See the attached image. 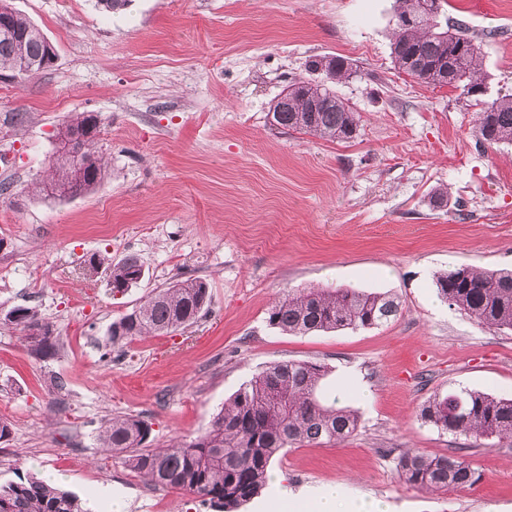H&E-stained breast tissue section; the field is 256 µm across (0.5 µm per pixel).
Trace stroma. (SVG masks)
Instances as JSON below:
<instances>
[{
	"label": "stroma",
	"mask_w": 512,
	"mask_h": 512,
	"mask_svg": "<svg viewBox=\"0 0 512 512\" xmlns=\"http://www.w3.org/2000/svg\"><path fill=\"white\" fill-rule=\"evenodd\" d=\"M52 42V67L0 79V484L50 472L90 512H211L155 488L105 455L109 418L142 416L150 447L204 432L226 399L269 366L323 364V388L359 427L343 443L292 447L272 470L289 493L326 483L390 512H512V442L441 432L422 407L451 389L512 397V331L487 329L438 295L460 265L512 268V144L475 135L460 90L397 72L395 0H11ZM449 23L481 48L489 96L512 92V0H448ZM340 55L336 84L360 114L354 138L276 128L270 106L309 59ZM97 115L107 176L71 198L35 192L58 128ZM447 206L433 205L435 195ZM138 255L144 276L113 294L95 255ZM193 274L209 284L197 322L125 346L113 322L155 289ZM398 298L371 328L291 335L269 307L298 288ZM34 306L57 355L32 357L2 324ZM63 388H52L53 380ZM463 449L472 487L428 492L397 474L407 450Z\"/></svg>",
	"instance_id": "1"
}]
</instances>
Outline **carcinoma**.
<instances>
[{
    "label": "carcinoma",
    "mask_w": 512,
    "mask_h": 512,
    "mask_svg": "<svg viewBox=\"0 0 512 512\" xmlns=\"http://www.w3.org/2000/svg\"><path fill=\"white\" fill-rule=\"evenodd\" d=\"M16 33L25 42L0 37V72L15 70L19 53L32 59L45 55L46 47L28 35L36 28L28 18L11 11ZM480 46L467 31L437 26L422 20L394 28L391 58L408 76L424 74L422 82L462 90L476 108L475 134L489 144L512 143V94L487 99L481 75ZM330 81L350 75L352 63L342 56H320L308 62ZM273 125L332 141L352 138L357 131L353 108L325 83L295 80L288 95L277 97L271 108ZM96 119L82 113L64 123L57 135L82 131ZM54 176L38 183L39 192L57 188L59 195L85 194L102 183L106 168L99 155L85 178L52 162ZM87 272L104 269L113 294H122L139 282L143 264L128 255L116 264L93 257ZM439 296L488 328L512 330V271H478L461 265L439 275ZM208 282L181 277L147 297L112 324V345H125L148 335H164L196 322L207 309ZM399 303L390 294L367 293L355 288H302L291 290L268 310L269 325L286 333L306 334L345 328H370L387 323ZM11 321L24 333L31 353L38 358L58 353L53 326L33 307H16ZM325 366L310 362L274 364L239 389L212 418L209 427L190 440L168 448H150L148 421L139 416L113 417L99 432V441L132 472L153 487L195 494L214 512H236L256 497L269 480L275 456L289 447L341 443L358 429V416L338 409L320 394ZM421 417L436 428L455 435L512 438V398L478 390H453L428 401ZM403 482L423 490H446L476 485L481 475L463 455L431 456L406 451L398 459ZM0 512H83L80 498L32 475L0 485Z\"/></svg>",
    "instance_id": "obj_1"
}]
</instances>
